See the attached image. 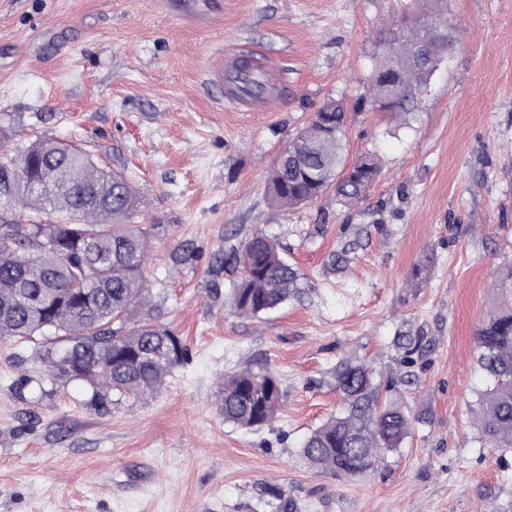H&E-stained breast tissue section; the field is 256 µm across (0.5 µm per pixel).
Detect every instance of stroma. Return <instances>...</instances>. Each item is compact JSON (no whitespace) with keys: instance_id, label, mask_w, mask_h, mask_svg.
Listing matches in <instances>:
<instances>
[{"instance_id":"stroma-1","label":"stroma","mask_w":512,"mask_h":512,"mask_svg":"<svg viewBox=\"0 0 512 512\" xmlns=\"http://www.w3.org/2000/svg\"><path fill=\"white\" fill-rule=\"evenodd\" d=\"M207 3L199 25L163 0H0V154L53 137L125 176L153 296L132 318L188 347L159 392L99 410L77 380L32 399L38 342L0 341V512H512V452L471 411L485 385L475 332L512 266V0H445L458 42L401 121L359 103L380 32L413 0ZM228 54L276 67L269 110L226 107L208 84ZM331 97L348 105L347 159L377 155V182L354 208L331 191L271 205L278 154ZM258 231L304 294L247 318L214 259ZM401 331L423 351L395 349ZM346 359L414 418L360 479L299 453L339 411ZM246 367L283 392L257 430L216 408L224 375Z\"/></svg>"}]
</instances>
